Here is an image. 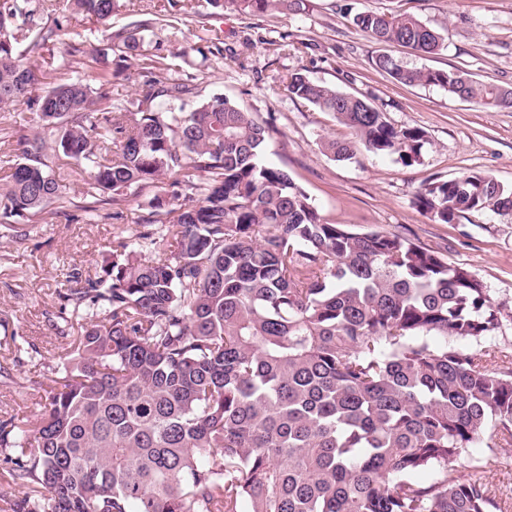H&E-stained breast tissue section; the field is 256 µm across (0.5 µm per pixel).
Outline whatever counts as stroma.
<instances>
[{
	"mask_svg": "<svg viewBox=\"0 0 512 512\" xmlns=\"http://www.w3.org/2000/svg\"><path fill=\"white\" fill-rule=\"evenodd\" d=\"M374 11L413 14L430 27L447 31L448 47L422 58L411 50L382 46L355 27L350 13ZM63 20L67 34L54 49L56 79L80 74L94 83L111 71L105 92L112 104L134 108L145 76L139 66L117 70L116 58L68 66L70 45L85 51L104 47V25L54 0L41 8V25ZM221 40L222 58L202 61L195 47L204 39ZM171 77L191 80L202 98L224 96L239 103L272 131L266 158L288 172L310 196L325 221L358 232L399 233L437 251L450 264L468 269L488 288L504 318L489 347L512 352V212H473L454 224H438L414 205L429 180H448L486 172L512 187V108H484L459 99L439 86H406L372 64L387 52L413 67L462 69L474 78L512 87V0H309L306 11H272L251 16L232 6L209 8L205 17L178 15L157 32ZM366 98L384 109L392 123L423 130L429 143L421 162L407 166L396 157L357 151L334 160L322 151L327 138L347 136L331 113L289 98V74ZM14 136L41 131L37 112L25 102L0 107V128ZM86 176L77 172L61 182L67 202L49 223L17 218L0 226V419L37 420L38 402L54 368L72 343L59 334L60 292L72 287L73 273L99 272L116 240L132 241L142 232L140 218L149 209L155 187L130 198L119 220L88 222L83 210ZM483 436L470 450L489 481L512 489V447L493 448Z\"/></svg>",
	"mask_w": 512,
	"mask_h": 512,
	"instance_id": "stroma-1",
	"label": "stroma"
}]
</instances>
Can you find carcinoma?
<instances>
[{
  "label": "carcinoma",
  "instance_id": "carcinoma-1",
  "mask_svg": "<svg viewBox=\"0 0 512 512\" xmlns=\"http://www.w3.org/2000/svg\"><path fill=\"white\" fill-rule=\"evenodd\" d=\"M250 15L301 12L307 0H209ZM33 0H0V103L27 99L56 128L53 157L88 174L93 217L118 219L135 192L163 185L136 243L117 242L103 275L62 295L80 325L37 423L0 421V463L24 496L3 512H512V497L468 462L489 432L512 446V352L482 343L503 314L486 285L410 238L321 220L306 192L264 161L270 127L224 97L200 96L145 53L167 15L110 34L108 49L151 74L137 110L79 77L35 90L39 54L64 24L36 30ZM107 22L120 0H73ZM382 44L437 54L447 34L414 15L358 13ZM376 69L483 107H512V88L461 70ZM304 100L350 130L321 147L421 160L423 130L397 127L367 99L288 76ZM24 162L0 186V223L45 221L64 166L23 138ZM112 206L100 213L98 205ZM414 204L437 224L512 210V188L484 172L425 183ZM160 224L166 233L155 235ZM151 256L140 257V249ZM429 472L426 481L419 475Z\"/></svg>",
  "mask_w": 512,
  "mask_h": 512
}]
</instances>
